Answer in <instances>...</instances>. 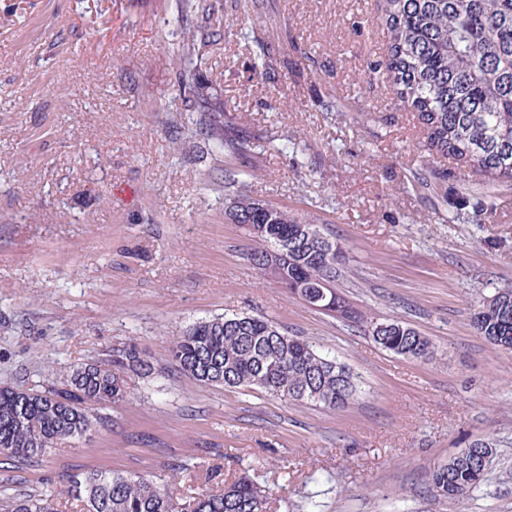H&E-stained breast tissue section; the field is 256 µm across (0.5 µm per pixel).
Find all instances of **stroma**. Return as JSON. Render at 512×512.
I'll return each mask as SVG.
<instances>
[{"label":"stroma","instance_id":"obj_1","mask_svg":"<svg viewBox=\"0 0 512 512\" xmlns=\"http://www.w3.org/2000/svg\"><path fill=\"white\" fill-rule=\"evenodd\" d=\"M224 26L198 66L252 137V175L195 134L171 66L200 12L178 0H0V386L30 388L135 342L150 376L95 407L82 437L0 464V498L90 470L151 475L176 497L249 471L269 512H512V349L473 327L512 288V181L431 152L414 113L388 109L376 0H207ZM275 45L263 61L258 43ZM437 170L430 188L414 172ZM490 221L469 222L471 191ZM246 194L319 224L346 252L337 289L363 314L320 313L247 258L226 208ZM247 312L357 377L332 412L259 389L205 387L172 364L190 324ZM429 337L426 361L375 343L370 323ZM482 440L481 484L450 502L434 468Z\"/></svg>","mask_w":512,"mask_h":512}]
</instances>
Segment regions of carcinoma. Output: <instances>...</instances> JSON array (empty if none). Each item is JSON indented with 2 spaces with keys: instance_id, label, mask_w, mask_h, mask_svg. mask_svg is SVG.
<instances>
[{
  "instance_id": "1",
  "label": "carcinoma",
  "mask_w": 512,
  "mask_h": 512,
  "mask_svg": "<svg viewBox=\"0 0 512 512\" xmlns=\"http://www.w3.org/2000/svg\"><path fill=\"white\" fill-rule=\"evenodd\" d=\"M376 24L385 35V57L369 63L368 81L386 76L391 109L417 113L431 151L481 170L494 181H512V0H378ZM186 38L205 45L224 40L210 24ZM181 87L197 113L198 136L235 155L246 142L231 135L222 90L194 62H175ZM253 242L250 261L288 292L324 314L356 322L361 314L334 285L347 273L341 245L318 225L272 203L241 195L225 212ZM280 253L278 269L266 255ZM478 333L512 348V289L498 290L474 314ZM382 348L428 360L432 341L396 321L372 323ZM173 363L202 386L260 389L294 402L342 410L357 397L358 382L345 366L320 354L272 321L235 313L187 326L170 344ZM153 370L136 346H114L101 357L73 366L58 387H0V458L32 462L49 449L80 437L98 405L129 400V373ZM492 449L476 441L431 475L436 493L450 501L468 496L483 480ZM267 512L266 490L243 474L220 490L178 499L146 475L95 470L71 475L66 487L0 501V512Z\"/></svg>"
}]
</instances>
